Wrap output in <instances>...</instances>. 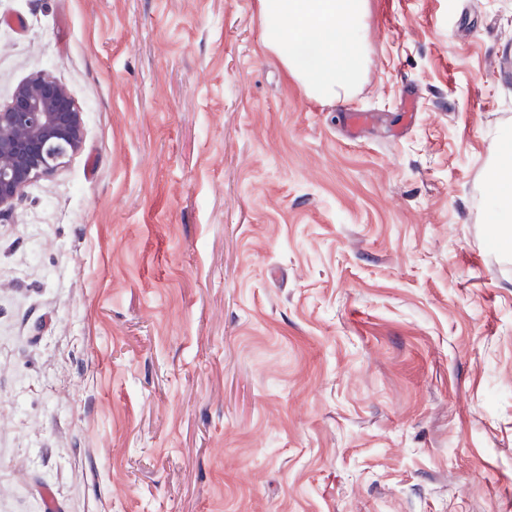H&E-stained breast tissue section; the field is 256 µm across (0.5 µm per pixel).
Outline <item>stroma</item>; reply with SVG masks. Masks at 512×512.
<instances>
[{"mask_svg": "<svg viewBox=\"0 0 512 512\" xmlns=\"http://www.w3.org/2000/svg\"><path fill=\"white\" fill-rule=\"evenodd\" d=\"M365 26L327 103L257 0H0L85 129L0 221V512H512V0ZM494 165L492 167V182L494 192L489 197L488 211L489 224H495L494 235L507 244L511 243L512 233V140L511 134L500 139L495 151L492 153Z\"/></svg>", "mask_w": 512, "mask_h": 512, "instance_id": "35a3bbf8", "label": "stroma"}]
</instances>
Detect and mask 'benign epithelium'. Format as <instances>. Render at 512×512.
Wrapping results in <instances>:
<instances>
[{
    "label": "benign epithelium",
    "instance_id": "7a95c632",
    "mask_svg": "<svg viewBox=\"0 0 512 512\" xmlns=\"http://www.w3.org/2000/svg\"><path fill=\"white\" fill-rule=\"evenodd\" d=\"M83 143V112L66 86L44 71L19 82L0 102V217Z\"/></svg>",
    "mask_w": 512,
    "mask_h": 512
}]
</instances>
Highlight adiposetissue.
I'll list each match as a JSON object with an SVG mask.
<instances>
[{
  "label": "adipose tissue",
  "mask_w": 512,
  "mask_h": 512,
  "mask_svg": "<svg viewBox=\"0 0 512 512\" xmlns=\"http://www.w3.org/2000/svg\"><path fill=\"white\" fill-rule=\"evenodd\" d=\"M368 0H258L263 46L312 99L333 102L360 84ZM488 211L500 242L512 241V137L492 154Z\"/></svg>",
  "instance_id": "obj_1"
}]
</instances>
